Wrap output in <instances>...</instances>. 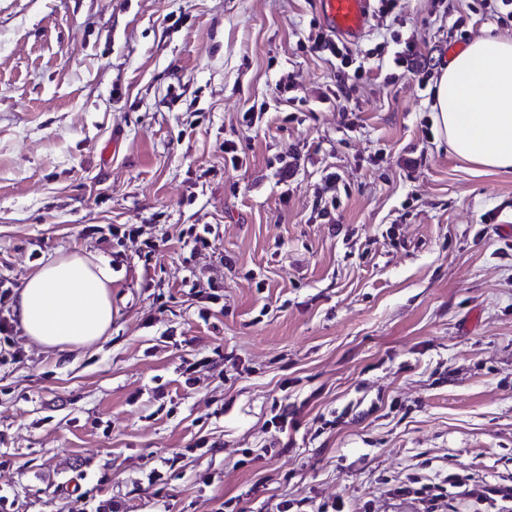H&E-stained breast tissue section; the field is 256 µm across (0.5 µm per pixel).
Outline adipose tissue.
I'll return each instance as SVG.
<instances>
[{
  "instance_id": "obj_1",
  "label": "adipose tissue",
  "mask_w": 512,
  "mask_h": 512,
  "mask_svg": "<svg viewBox=\"0 0 512 512\" xmlns=\"http://www.w3.org/2000/svg\"><path fill=\"white\" fill-rule=\"evenodd\" d=\"M435 123L451 151L468 163L512 173V41H473L441 70ZM111 273L72 253L25 281L14 310L36 344L66 351L98 342L112 326Z\"/></svg>"
}]
</instances>
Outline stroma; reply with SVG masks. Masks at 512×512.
<instances>
[{"label":"stroma","mask_w":512,"mask_h":512,"mask_svg":"<svg viewBox=\"0 0 512 512\" xmlns=\"http://www.w3.org/2000/svg\"><path fill=\"white\" fill-rule=\"evenodd\" d=\"M444 9L401 0L358 46L400 32L439 74ZM318 18L0 0V278L19 293L70 253L112 270L97 343H0V512H69L74 486L88 512H410L390 491L413 477L512 486V175L424 135L418 75L322 104Z\"/></svg>","instance_id":"stroma-1"}]
</instances>
